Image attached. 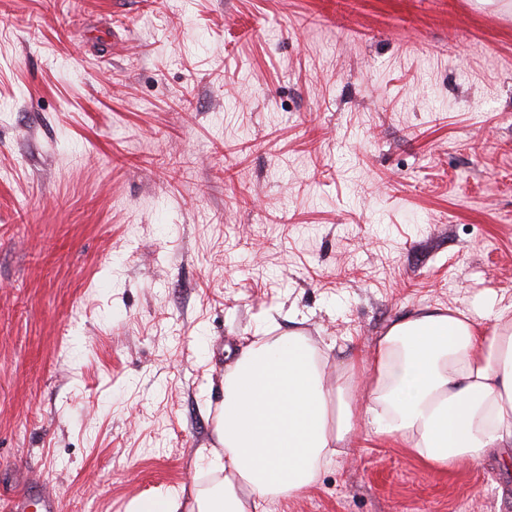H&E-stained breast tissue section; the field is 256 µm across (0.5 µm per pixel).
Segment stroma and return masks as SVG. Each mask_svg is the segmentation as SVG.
Here are the masks:
<instances>
[{
    "label": "stroma",
    "instance_id": "stroma-1",
    "mask_svg": "<svg viewBox=\"0 0 512 512\" xmlns=\"http://www.w3.org/2000/svg\"><path fill=\"white\" fill-rule=\"evenodd\" d=\"M512 317V0H0V512L210 485L273 333L371 356L418 308ZM272 512H512V451L370 434ZM36 496L41 503L42 512H53L54 498L52 495H44L38 490L23 492L14 498L9 505L10 512H29L32 504V497Z\"/></svg>",
    "mask_w": 512,
    "mask_h": 512
}]
</instances>
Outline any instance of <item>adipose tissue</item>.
I'll return each mask as SVG.
<instances>
[{"mask_svg":"<svg viewBox=\"0 0 512 512\" xmlns=\"http://www.w3.org/2000/svg\"><path fill=\"white\" fill-rule=\"evenodd\" d=\"M335 342L301 333L260 336L224 376L218 448L206 488L180 485L140 497L131 512H270L272 501L312 488L323 464L349 452L356 389L369 393L375 436L403 443L446 468L512 449V318L478 321L457 309L424 308L394 320L367 361L326 366Z\"/></svg>","mask_w":512,"mask_h":512,"instance_id":"ef3b65f1","label":"adipose tissue"}]
</instances>
